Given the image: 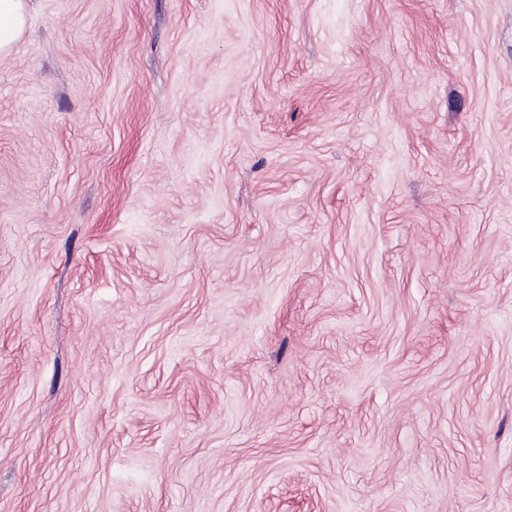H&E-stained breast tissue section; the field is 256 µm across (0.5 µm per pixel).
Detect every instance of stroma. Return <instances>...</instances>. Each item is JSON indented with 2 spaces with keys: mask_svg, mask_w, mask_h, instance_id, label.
<instances>
[{
  "mask_svg": "<svg viewBox=\"0 0 512 512\" xmlns=\"http://www.w3.org/2000/svg\"><path fill=\"white\" fill-rule=\"evenodd\" d=\"M0 512H512V0H34Z\"/></svg>",
  "mask_w": 512,
  "mask_h": 512,
  "instance_id": "1",
  "label": "stroma"
}]
</instances>
